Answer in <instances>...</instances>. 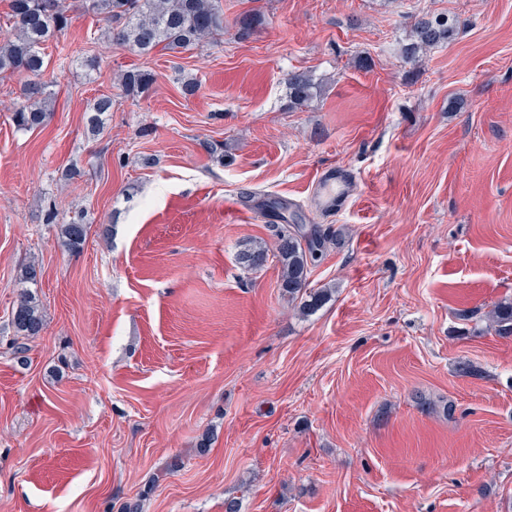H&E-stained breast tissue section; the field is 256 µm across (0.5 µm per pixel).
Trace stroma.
Masks as SVG:
<instances>
[{"label":"stroma","instance_id":"obj_1","mask_svg":"<svg viewBox=\"0 0 512 512\" xmlns=\"http://www.w3.org/2000/svg\"><path fill=\"white\" fill-rule=\"evenodd\" d=\"M68 2L46 126L0 76V512H512V340L484 318L512 297V0H222V35L148 55ZM426 14L455 36L405 61ZM330 167L350 196L321 213ZM273 200L329 237L307 315L275 260L238 263ZM288 97L292 104L301 106L313 97L316 84L306 72H291L286 80ZM87 235L86 224L80 216L74 217L68 224L62 227V244L68 249L79 247ZM12 325L18 336L34 338L43 329V313L40 305L29 292L20 293L12 309Z\"/></svg>","mask_w":512,"mask_h":512}]
</instances>
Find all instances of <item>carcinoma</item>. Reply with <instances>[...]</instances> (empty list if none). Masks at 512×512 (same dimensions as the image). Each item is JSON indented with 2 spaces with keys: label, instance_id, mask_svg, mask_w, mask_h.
<instances>
[{
  "label": "carcinoma",
  "instance_id": "1",
  "mask_svg": "<svg viewBox=\"0 0 512 512\" xmlns=\"http://www.w3.org/2000/svg\"><path fill=\"white\" fill-rule=\"evenodd\" d=\"M84 11L105 24L108 36L141 54L157 48L188 50L203 41L224 33V8L221 0H80ZM11 18L16 33L0 41V75L22 73L26 81L13 107V120L21 130L45 126L50 118L43 81L45 59L41 53L56 34L72 23L62 0H10ZM453 37L445 20L427 16L414 20L411 42L403 47L402 56L412 61L420 53L443 45ZM152 82V75L142 70L127 73L125 87L135 91ZM292 104L301 106L313 97L316 89L311 75L291 72L286 80ZM112 111V97L96 100L90 117L92 129L99 128L101 116ZM274 256L281 265V287L291 299H300V309L317 310L329 296V290H307L310 265L326 246V238L317 227L304 230L298 224L271 225ZM87 235L86 224L77 216L62 227V244L74 249ZM268 249L258 244L241 253L239 261L248 270L265 266ZM488 318L501 338H512V298L497 302ZM12 325L20 336L33 338L43 329L40 305L29 292L20 293L12 309Z\"/></svg>",
  "mask_w": 512,
  "mask_h": 512
}]
</instances>
